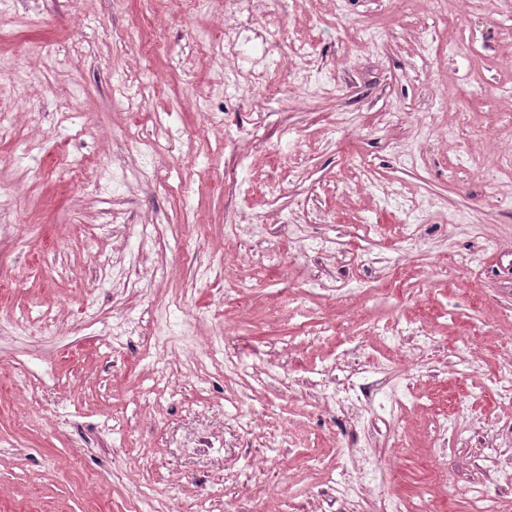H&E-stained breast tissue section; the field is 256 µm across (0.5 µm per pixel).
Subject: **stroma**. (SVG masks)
<instances>
[{"label": "stroma", "instance_id": "35a3bbf8", "mask_svg": "<svg viewBox=\"0 0 512 512\" xmlns=\"http://www.w3.org/2000/svg\"><path fill=\"white\" fill-rule=\"evenodd\" d=\"M258 8L252 86L226 0H0V512H336L370 454L350 512L438 463L446 512L512 501V0ZM337 358L419 410L344 407ZM233 8L227 13L228 17L224 19V45L230 51H236L238 53H244L243 46L247 45L252 39H261L262 41L266 38L271 26L276 22V17L271 14L262 16L260 20H257L254 26L248 28L241 26L236 14L248 13L249 15L253 12V0H231L227 1ZM483 464L495 471L499 483L512 485V453L507 455L503 448H485ZM341 467L339 478L336 479V500L341 503L354 498L360 485L367 480L369 474L375 470L376 463L366 458L361 467L348 469V467L337 466L336 470Z\"/></svg>", "mask_w": 512, "mask_h": 512}]
</instances>
